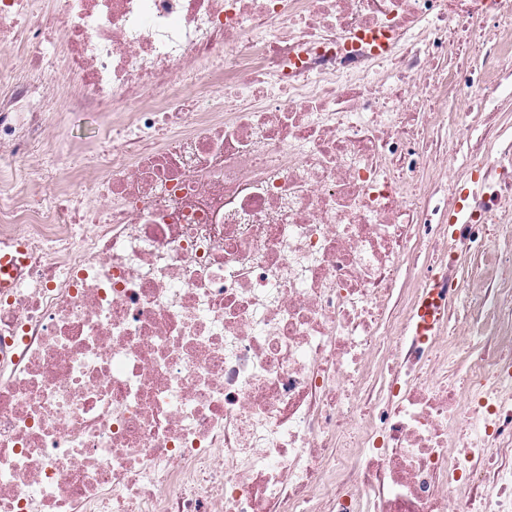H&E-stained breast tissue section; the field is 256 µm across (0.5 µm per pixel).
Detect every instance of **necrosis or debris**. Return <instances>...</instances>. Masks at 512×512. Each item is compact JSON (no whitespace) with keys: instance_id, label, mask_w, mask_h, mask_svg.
Here are the masks:
<instances>
[{"instance_id":"1","label":"necrosis or debris","mask_w":512,"mask_h":512,"mask_svg":"<svg viewBox=\"0 0 512 512\" xmlns=\"http://www.w3.org/2000/svg\"><path fill=\"white\" fill-rule=\"evenodd\" d=\"M4 70L0 512H512V0H0ZM66 89L58 106L54 112H62V125L65 127V143L66 149L70 144L86 143L89 145H101L103 119L93 114H65L67 112L64 105V97ZM24 255L25 246L19 240L0 246V289L10 288L19 277L25 266ZM439 322L434 304V292H431L426 295L418 311L417 330L421 335H430L437 329Z\"/></svg>"}]
</instances>
